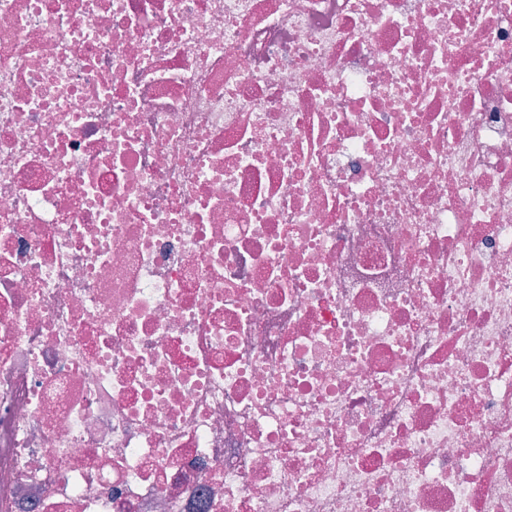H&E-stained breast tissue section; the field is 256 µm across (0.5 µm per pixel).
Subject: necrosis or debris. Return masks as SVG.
<instances>
[{
    "instance_id": "1",
    "label": "necrosis or debris",
    "mask_w": 512,
    "mask_h": 512,
    "mask_svg": "<svg viewBox=\"0 0 512 512\" xmlns=\"http://www.w3.org/2000/svg\"><path fill=\"white\" fill-rule=\"evenodd\" d=\"M0 512H512V0H0Z\"/></svg>"
}]
</instances>
